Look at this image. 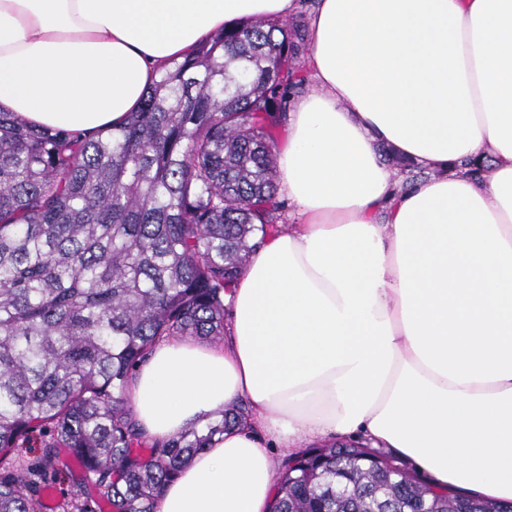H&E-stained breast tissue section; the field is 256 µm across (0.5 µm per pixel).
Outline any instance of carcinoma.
<instances>
[{
  "mask_svg": "<svg viewBox=\"0 0 512 512\" xmlns=\"http://www.w3.org/2000/svg\"><path fill=\"white\" fill-rule=\"evenodd\" d=\"M306 51L285 21L225 29L94 139L0 112V512H40L37 487L64 471L77 490L63 512H156L191 457L249 417L235 405L151 440L128 386L164 339H224L230 287L278 231L273 134L306 88ZM36 441L31 467L19 449ZM423 501L512 512L438 492L359 441L281 463L274 512H420Z\"/></svg>",
  "mask_w": 512,
  "mask_h": 512,
  "instance_id": "obj_1",
  "label": "carcinoma"
}]
</instances>
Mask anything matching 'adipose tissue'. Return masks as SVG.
<instances>
[{
    "label": "adipose tissue",
    "instance_id": "adipose-tissue-1",
    "mask_svg": "<svg viewBox=\"0 0 512 512\" xmlns=\"http://www.w3.org/2000/svg\"><path fill=\"white\" fill-rule=\"evenodd\" d=\"M298 0H0V110L89 137L223 27ZM313 92L278 157L296 221L231 286L222 344L159 343L129 387L164 439L246 401L157 512H271L273 447L390 448L512 502V0H316ZM437 166L399 194L378 148ZM479 159L475 179L458 162Z\"/></svg>",
    "mask_w": 512,
    "mask_h": 512
}]
</instances>
